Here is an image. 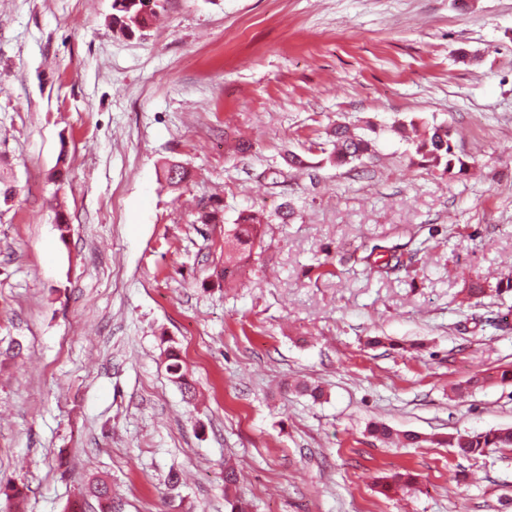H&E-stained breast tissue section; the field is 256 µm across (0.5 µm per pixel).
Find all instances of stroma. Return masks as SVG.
I'll list each match as a JSON object with an SVG mask.
<instances>
[{"mask_svg": "<svg viewBox=\"0 0 512 512\" xmlns=\"http://www.w3.org/2000/svg\"><path fill=\"white\" fill-rule=\"evenodd\" d=\"M112 13L0 0L6 512H100V479L115 512H229L228 457L250 512H512V448L447 444L512 427V382L459 390L512 369V0H164L134 35ZM412 120L451 126L464 170L423 163ZM338 124L374 153L323 161ZM258 210L225 283L224 231ZM166 359L168 361L166 369L170 375L171 381L174 382L190 400L193 397L195 387L175 347L170 346L166 349ZM448 445L465 456H483L498 448H512V428L457 433L448 439Z\"/></svg>", "mask_w": 512, "mask_h": 512, "instance_id": "obj_1", "label": "stroma"}]
</instances>
